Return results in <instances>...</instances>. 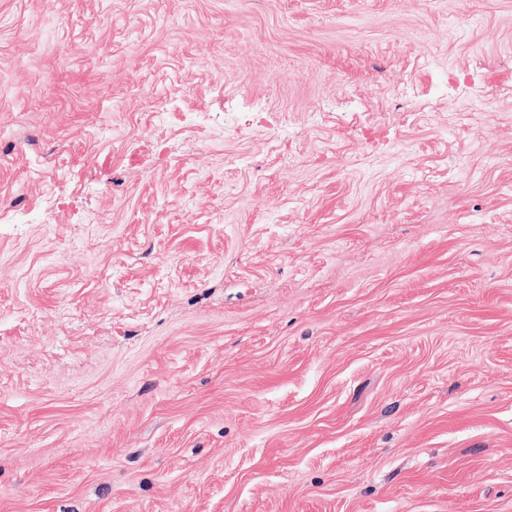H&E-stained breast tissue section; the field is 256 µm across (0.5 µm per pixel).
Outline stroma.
I'll return each mask as SVG.
<instances>
[{"label":"stroma","mask_w":512,"mask_h":512,"mask_svg":"<svg viewBox=\"0 0 512 512\" xmlns=\"http://www.w3.org/2000/svg\"><path fill=\"white\" fill-rule=\"evenodd\" d=\"M0 512H512V0H0Z\"/></svg>","instance_id":"obj_1"}]
</instances>
